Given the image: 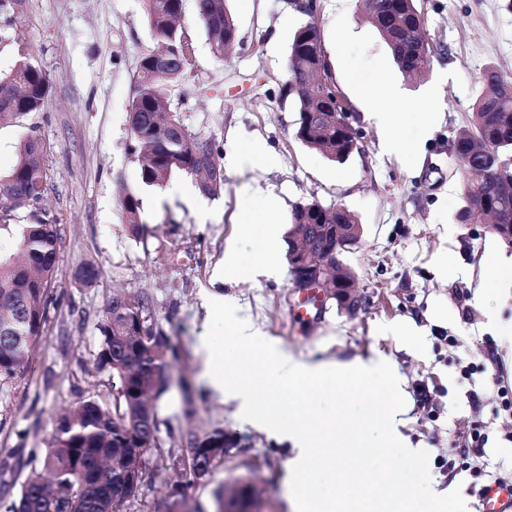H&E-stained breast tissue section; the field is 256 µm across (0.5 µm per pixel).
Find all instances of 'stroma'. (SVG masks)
<instances>
[{"mask_svg":"<svg viewBox=\"0 0 512 512\" xmlns=\"http://www.w3.org/2000/svg\"><path fill=\"white\" fill-rule=\"evenodd\" d=\"M227 4L238 39L219 59L197 0H183L181 32L192 67L166 87L170 112L222 151L224 187L212 197L178 170L157 186L141 179L128 112L140 58L155 47L143 0H23L0 11V79L27 59L51 83L40 111L0 124V184L30 135L45 147L46 172L36 203L0 217V255L17 252L19 225L51 218L59 234L47 318L29 369L0 400V512L41 468L55 415L84 398L109 401L117 394L118 379L94 364L99 326L117 290L143 303L148 325L175 349L170 387L158 402L160 445L146 452L126 512H165L176 485L190 512H216L215 489L239 477L256 488L258 512H293L289 443L222 402L198 355L214 295L296 359L387 358L406 400L399 429L427 449L432 488H461L472 512H482L481 486L512 482V411L500 405L502 391L512 392V344L496 336L484 315L495 307L511 320L512 294L477 285L484 265L511 257L512 247L487 225L458 221L463 162L452 143L469 123L485 69L497 67L512 80V0H417L433 47L418 79L399 69L362 20L361 0H317L327 75L358 143L342 163L296 138V103L282 95L289 44L305 21L294 0ZM379 76L402 89L411 115L424 110L430 95L439 99L431 126L403 121L408 157L379 148L361 94ZM255 141L266 157L241 161ZM127 192L141 202L146 230L138 237L123 220L120 199ZM270 201L283 223L308 201L356 215L362 237L341 260L363 299L357 315L328 299L300 317L287 244L278 240L276 255H269L259 232ZM230 252L233 274L224 267ZM85 263L101 271L94 283L76 276ZM446 266L452 275L443 274ZM404 324L415 330L417 345L394 334ZM216 426L235 436V446L210 475L186 476L188 439ZM477 426L487 437L481 448L471 440ZM476 470L481 478H473Z\"/></svg>","mask_w":512,"mask_h":512,"instance_id":"obj_1","label":"stroma"}]
</instances>
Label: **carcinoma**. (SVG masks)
Here are the masks:
<instances>
[{
    "mask_svg": "<svg viewBox=\"0 0 512 512\" xmlns=\"http://www.w3.org/2000/svg\"><path fill=\"white\" fill-rule=\"evenodd\" d=\"M148 27L154 40L184 59L162 79L153 75L142 56L135 93L128 112L134 147L145 159L141 178L147 185H159L174 170L193 178L200 175L199 154L209 159L218 173L205 189L212 196L224 185L219 153L185 129L177 117L164 134L155 131L148 114L167 111L165 87L180 78L189 65L188 44L176 25L182 0H144ZM198 10L212 42L213 53L222 58L237 41L235 20L226 0H198ZM418 8L415 0H375L364 3L363 19L379 33L399 69L418 76L428 64L431 48L425 41L406 36ZM321 34L317 27L302 24L292 36L289 56L301 75H317L326 63L318 51ZM47 75L24 61L8 81H0V122L39 111L49 92ZM286 95L296 96L299 114L296 137L329 159L342 163L355 150L336 126L335 116L314 106L310 97L287 78ZM471 135H481L490 145L491 157L475 158L466 167L463 195L465 205L457 214L464 224L480 222L484 212H496L503 223L512 222V82L493 66L485 69L482 87L470 117ZM40 143L28 137L20 147L18 160L0 189V215L37 201L43 189ZM124 222L133 235H140L139 198L129 193L121 203ZM355 215L343 206L325 208L316 202L293 208L286 233L289 272L299 274L296 265L306 245L325 252L332 241L325 224H355ZM22 259L0 256V397L7 395L14 381L23 375L28 354L46 317L47 290L54 271L57 224L43 219L19 229ZM170 340L145 324L140 307L122 294L112 295L100 325L95 365L112 372L119 380L118 395L108 404L88 397L69 413L57 415L47 442L44 469L27 477L18 503L7 512H124L134 496L140 476L126 474L125 456L133 449L158 447L159 419L155 401L168 389L171 364Z\"/></svg>",
    "mask_w": 512,
    "mask_h": 512,
    "instance_id": "1",
    "label": "carcinoma"
}]
</instances>
